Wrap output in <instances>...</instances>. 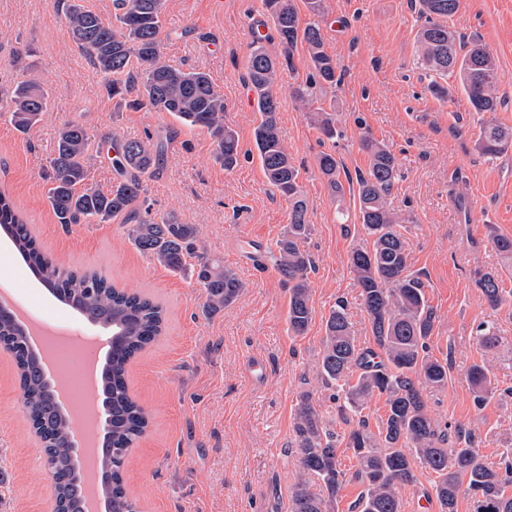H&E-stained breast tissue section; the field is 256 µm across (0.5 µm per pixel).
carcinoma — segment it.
<instances>
[{
  "instance_id": "1",
  "label": "carcinoma",
  "mask_w": 512,
  "mask_h": 512,
  "mask_svg": "<svg viewBox=\"0 0 512 512\" xmlns=\"http://www.w3.org/2000/svg\"><path fill=\"white\" fill-rule=\"evenodd\" d=\"M113 5L115 13L109 19L79 0H66L64 11L75 44L102 75L113 111L167 112L185 127L205 130L216 144L218 161L232 170L239 159V138L224 122L223 95L207 73L173 66L162 57L166 0H113ZM263 5L279 36L280 53L273 54L257 42L248 59L250 90L261 116L253 135L266 179L290 204L288 227L276 243L274 260L288 285V332L301 336L313 319L308 273L314 268V259L306 247L311 224L299 171L279 133L278 77L280 70L292 66L293 48L300 41L305 43L313 72L305 85L295 88L294 98L332 139L336 137L335 115L315 102L324 86L340 82L339 64L325 50L320 21L327 9L325 0H306L313 16L306 23L301 22L293 0H263ZM419 5L426 18L417 35L420 65L439 77H458L474 112L497 111L502 100L489 50L478 39L461 45L448 30L446 21L458 11L460 0H419ZM48 99L49 91L36 82L17 84L9 116L13 128L28 133L45 115ZM113 141L114 177L104 190L89 183L88 158L94 136L76 121L57 129L46 192L57 222L105 224L116 216L125 217L127 237L141 253L171 272H186L196 278L204 289L206 311L211 315L223 312L241 294L244 282L219 260L200 255L197 263H188L187 257L197 252L199 227L183 224L174 215L151 213L146 183L159 168L161 147L148 140L115 137ZM360 146L368 167L357 176L359 218L372 247L353 249L350 268L376 348H358L347 303L339 299L325 319L318 360L323 383L336 389L339 417L350 426L347 447L359 461L356 477L365 485L350 509L401 512L400 489L418 482L417 469L422 466L436 474L433 492L440 512H456L464 482L475 493L473 512H512V494H506L512 485V459L504 458L495 469L487 466L474 449L473 433L459 425H440L423 398L424 389L448 383V361L434 359L428 351L436 311L429 303L424 281L410 270L402 233L405 218L388 201L397 177L396 157L385 142L370 136L362 137ZM476 147L490 156L512 149V127L483 122ZM317 164L330 195L343 201L345 185L336 156L323 153ZM2 227L46 288L83 318L112 331V358L101 381L108 418L102 450L104 495L108 512H137L123 470L129 448L145 433L148 418L129 394L126 372L130 359L162 334L165 309L137 292L115 287L96 273L60 269L39 252L27 223L0 193ZM475 285L492 308L500 307L512 295L501 287L494 271L476 273ZM476 336L487 348L498 343L493 326L485 322L476 327ZM1 341L14 357L23 406L43 441L53 471L55 500L69 512H80L66 419L37 356L2 308ZM470 377L473 402L480 408L497 387L483 365H473ZM377 393L386 396V411L375 433L362 411ZM293 431L304 474L321 482L328 497L311 492L303 480L290 498V512H331L345 474L338 468L334 434L325 427L308 391L299 395Z\"/></svg>"
}]
</instances>
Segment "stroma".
<instances>
[{"mask_svg":"<svg viewBox=\"0 0 512 512\" xmlns=\"http://www.w3.org/2000/svg\"><path fill=\"white\" fill-rule=\"evenodd\" d=\"M325 49L342 70L341 83L318 95L334 106L336 139H327L293 97L312 71L306 45L292 53L279 78L280 136L293 153L308 203L315 261L309 275L313 319L304 335L288 333V289L274 260L245 263V241L262 238L267 252L288 224L287 200L268 183L254 147L260 115L247 83L252 27L263 24L266 47L279 38L266 24L261 0H166L163 57L209 73L224 96L225 123L239 137L240 162L231 171L216 159L201 129L166 112L114 116L100 73L74 43L59 0H0V190L23 211L40 247L62 268L95 272L117 287L154 297L166 309V329L129 367V386L149 416L134 444L124 479L139 512H289L302 476L293 414L300 392L313 391L328 429L348 427L317 362L325 319L347 300L360 348L374 345L350 270L354 247L366 243L356 197L336 203L317 168L335 154L349 176L364 172L362 136L385 141L399 177L388 199L404 215L412 271L419 273L436 311L430 339L436 359L450 358L448 384L425 392L432 413L476 435L485 462L512 456V301L490 309L473 272L495 270L512 290V268L492 237H512V150L490 157L475 147L480 116L461 87L433 98L418 60L424 20L418 0H326ZM448 28L477 38L498 69L502 105L493 117L512 127V0H460ZM35 81L50 92L43 121L30 135L8 122L14 87ZM83 124L97 139L90 180L112 178L111 137L167 138L159 175L147 183L151 211L199 225L201 250L233 269L246 288L223 312L203 309L202 288L174 274L128 241L123 218L107 224H58L43 190L55 131ZM11 295L48 325L73 330L79 316L57 305L11 260L4 272ZM493 322L499 345L484 349L475 328ZM485 365L499 390L475 407L467 377ZM0 512H54L53 484L39 436L22 405L12 354L0 348Z\"/></svg>","mask_w":512,"mask_h":512,"instance_id":"35a3bbf8","label":"stroma"}]
</instances>
